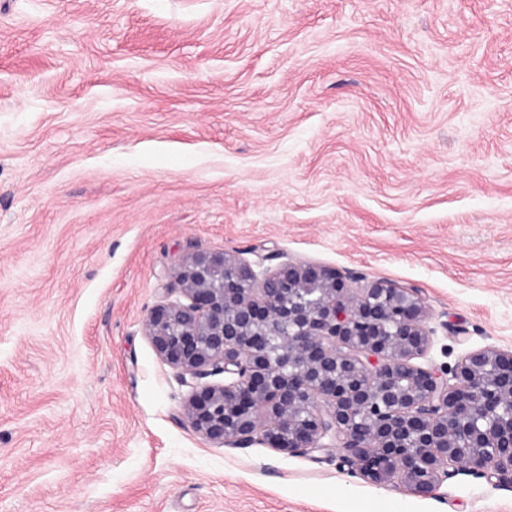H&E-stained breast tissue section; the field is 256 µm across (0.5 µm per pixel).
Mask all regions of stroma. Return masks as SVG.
<instances>
[{"instance_id":"obj_1","label":"stroma","mask_w":512,"mask_h":512,"mask_svg":"<svg viewBox=\"0 0 512 512\" xmlns=\"http://www.w3.org/2000/svg\"><path fill=\"white\" fill-rule=\"evenodd\" d=\"M200 251L512 350V0H0V512H512L196 434L143 321Z\"/></svg>"}]
</instances>
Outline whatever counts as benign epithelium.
<instances>
[{
	"instance_id": "1",
	"label": "benign epithelium",
	"mask_w": 512,
	"mask_h": 512,
	"mask_svg": "<svg viewBox=\"0 0 512 512\" xmlns=\"http://www.w3.org/2000/svg\"><path fill=\"white\" fill-rule=\"evenodd\" d=\"M146 317L157 354L190 388L184 416L225 448L336 450L374 485L434 494L457 471L512 485V350L426 368L433 330L417 293L334 270H257L226 252L190 256ZM224 375V383L203 379Z\"/></svg>"
}]
</instances>
